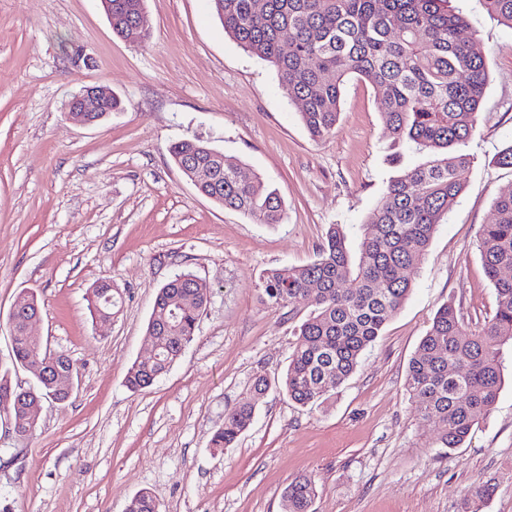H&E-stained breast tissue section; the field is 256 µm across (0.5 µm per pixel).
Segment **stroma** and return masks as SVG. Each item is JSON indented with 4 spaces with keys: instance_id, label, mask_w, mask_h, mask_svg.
<instances>
[{
    "instance_id": "1",
    "label": "stroma",
    "mask_w": 512,
    "mask_h": 512,
    "mask_svg": "<svg viewBox=\"0 0 512 512\" xmlns=\"http://www.w3.org/2000/svg\"><path fill=\"white\" fill-rule=\"evenodd\" d=\"M465 37L486 56L488 86L464 147L466 187L437 226L414 286L356 371L324 403L300 407L277 385L311 310L270 307L260 275L313 260L328 225L357 240L401 153L371 82L349 80L334 136L318 141L266 62L245 52L211 0H145L148 38L113 34L99 0H0V368L14 384L8 313L32 291L30 332L66 353L79 385L43 402L27 442L7 433L0 405V512H125L150 493L160 512H286L284 491L314 475L313 512H512V345L504 383L462 447H437L406 388L436 311L454 305L467 330L494 315L496 294L480 258L482 225L512 193V169L495 164L512 144V27L485 0H451ZM109 86L122 111L95 125L65 115L84 89ZM203 140L260 174L283 199L285 220L258 224L201 196L170 158L179 140ZM188 271L213 288L196 336L152 386L124 379L151 345L158 290ZM123 303L91 320L87 292L101 281ZM270 387L232 447H211L225 410Z\"/></svg>"
}]
</instances>
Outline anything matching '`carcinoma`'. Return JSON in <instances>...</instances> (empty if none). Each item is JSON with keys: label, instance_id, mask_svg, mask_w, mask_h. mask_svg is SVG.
I'll return each instance as SVG.
<instances>
[{"label": "carcinoma", "instance_id": "carcinoma-1", "mask_svg": "<svg viewBox=\"0 0 512 512\" xmlns=\"http://www.w3.org/2000/svg\"><path fill=\"white\" fill-rule=\"evenodd\" d=\"M224 31L246 52L266 61L300 105L311 137L336 133L343 87L353 77L374 85L382 118L393 141L407 142L426 160L389 181L369 223L361 225L358 247L349 246L340 224H331L315 259L265 270L261 291L274 308L293 312L309 300L313 309L301 323L279 387L300 406L326 401L355 371L381 335L386 322L411 292L433 234L466 184L471 160L458 150L473 132L484 104L488 71L474 39L462 40L466 18L449 0H211ZM488 12L512 26V0H485ZM144 0H112V31L129 38ZM179 170L201 173L195 184L204 197L259 224L285 218L277 189L259 175L245 177L224 153L200 140L170 148ZM495 218L482 226L479 251L495 287L494 317L467 335L454 307L435 314L410 360L405 386L420 418L433 425L440 448H459L477 422L494 406L502 384L500 348L512 342V280L499 273L512 268V194L494 204ZM348 287L341 288L339 284ZM210 285L180 273L159 289L156 319L146 335L155 357L135 361L125 386L138 392L151 386L192 342ZM11 324L15 363L42 356V342L24 322L38 306L23 295ZM122 305L112 284L89 290L93 319H107ZM326 378L333 383L323 386ZM21 393L9 371L0 372V395L18 393L14 420L29 426L28 409L53 389L38 377ZM255 405L247 399L225 411L224 425L211 439L216 448L234 444L250 426ZM315 477L303 474L285 490L288 512H312ZM131 512H160L147 492L135 495Z\"/></svg>", "mask_w": 512, "mask_h": 512}]
</instances>
